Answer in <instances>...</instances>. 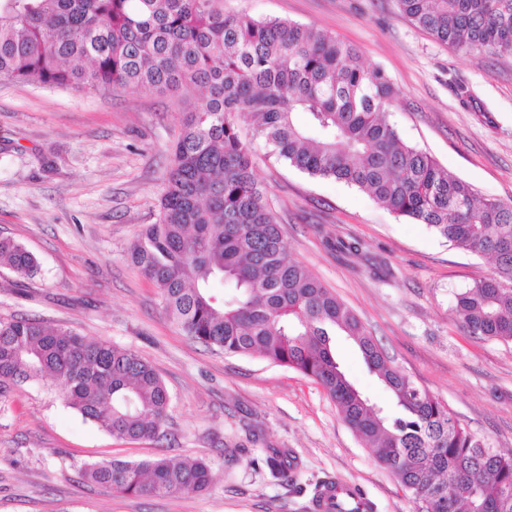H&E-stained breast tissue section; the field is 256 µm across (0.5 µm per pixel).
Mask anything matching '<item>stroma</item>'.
Wrapping results in <instances>:
<instances>
[{
  "instance_id": "35a3bbf8",
  "label": "stroma",
  "mask_w": 512,
  "mask_h": 512,
  "mask_svg": "<svg viewBox=\"0 0 512 512\" xmlns=\"http://www.w3.org/2000/svg\"><path fill=\"white\" fill-rule=\"evenodd\" d=\"M224 11L315 26L353 46L397 88L389 120L406 143L478 197L512 204L511 57L462 54L415 27L395 0H224ZM196 95L0 84V236L40 264L32 279L0 269V319L35 316L138 352L169 392L172 432L167 448L115 440L67 407L49 378L7 385L0 512H313L316 482L335 479L356 487L370 512H415L320 385L185 336L130 261L131 245L159 219L182 102ZM251 148L289 257L472 434L512 453V343L469 336L454 311L455 292L492 276V260L395 217L356 187L276 160L262 139ZM336 352L364 394L389 401L349 340L337 337ZM266 446L294 457L287 478H272L261 462ZM159 454L206 460L211 488L123 496L77 470Z\"/></svg>"
}]
</instances>
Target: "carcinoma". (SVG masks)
<instances>
[{
  "label": "carcinoma",
  "instance_id": "cac0c4a2",
  "mask_svg": "<svg viewBox=\"0 0 512 512\" xmlns=\"http://www.w3.org/2000/svg\"><path fill=\"white\" fill-rule=\"evenodd\" d=\"M396 4L465 55L512 57V0ZM0 81L198 88L169 147L159 221L130 250L172 321L206 346L259 355L322 386L420 512H512V454L467 431L288 258L238 132V121H249L277 159L355 186L396 216L490 256L494 275L456 293L454 310L469 335L512 342V205L477 199L468 183L402 140L388 119L397 91L382 71L323 30L226 15L223 0H0ZM0 267L22 278L39 272L34 255L8 237H0ZM216 281L229 293L214 292ZM338 336L388 389L390 408L371 403L346 376ZM45 376L68 407L112 438L168 440L167 388L138 353L36 319L0 321V389ZM265 452L273 477L292 469L288 450ZM79 473L128 496L198 493L211 484L203 459L103 460Z\"/></svg>",
  "mask_w": 512,
  "mask_h": 512
}]
</instances>
